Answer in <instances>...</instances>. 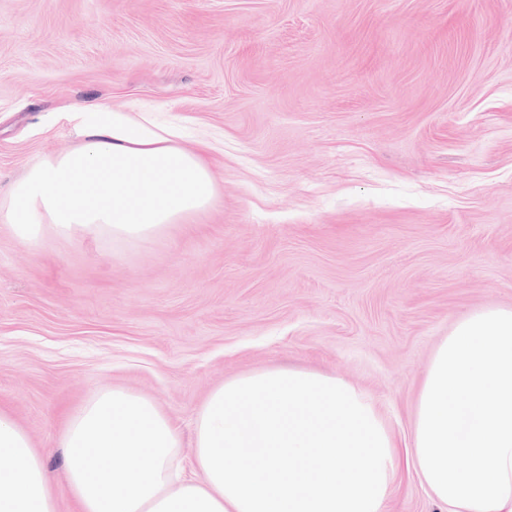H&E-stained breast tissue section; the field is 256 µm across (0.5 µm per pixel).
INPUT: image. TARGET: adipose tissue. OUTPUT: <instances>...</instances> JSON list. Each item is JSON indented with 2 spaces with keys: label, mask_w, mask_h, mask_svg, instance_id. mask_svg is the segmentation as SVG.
I'll use <instances>...</instances> for the list:
<instances>
[{
  "label": "adipose tissue",
  "mask_w": 512,
  "mask_h": 512,
  "mask_svg": "<svg viewBox=\"0 0 512 512\" xmlns=\"http://www.w3.org/2000/svg\"><path fill=\"white\" fill-rule=\"evenodd\" d=\"M77 149L29 168L0 222L38 245L43 224L118 245L149 243L216 195L208 142L77 107ZM62 445L77 512H382L398 444L368 397L342 379L268 369L224 382L200 406L191 445L151 398L114 387L69 415ZM0 512H56L25 431L0 411Z\"/></svg>",
  "instance_id": "1"
}]
</instances>
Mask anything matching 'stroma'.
<instances>
[{
    "label": "stroma",
    "mask_w": 512,
    "mask_h": 512,
    "mask_svg": "<svg viewBox=\"0 0 512 512\" xmlns=\"http://www.w3.org/2000/svg\"><path fill=\"white\" fill-rule=\"evenodd\" d=\"M77 104L177 122L222 176L142 246L0 223V410L58 512L65 421L96 390L188 438L224 381L297 367L407 440L437 343L512 309V0H0V200L81 144ZM386 512L447 510L403 461Z\"/></svg>",
    "instance_id": "obj_1"
}]
</instances>
